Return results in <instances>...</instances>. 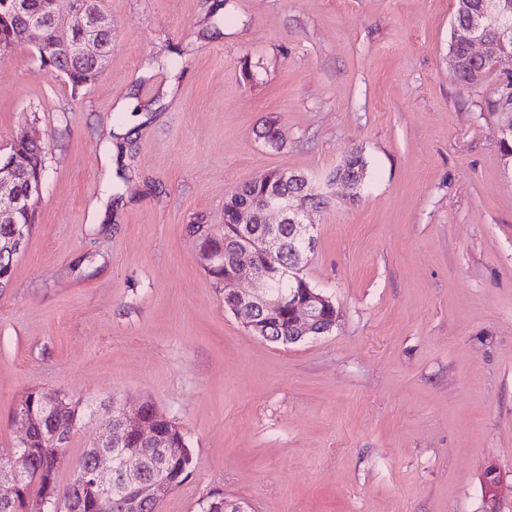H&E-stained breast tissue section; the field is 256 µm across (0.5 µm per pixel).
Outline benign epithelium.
Segmentation results:
<instances>
[{"label": "benign epithelium", "instance_id": "obj_1", "mask_svg": "<svg viewBox=\"0 0 512 512\" xmlns=\"http://www.w3.org/2000/svg\"><path fill=\"white\" fill-rule=\"evenodd\" d=\"M463 20L453 21V49L448 53V65L453 71L459 70V64L468 60L475 65V79L486 75L485 67L497 68L503 60L512 61V52L503 47L506 38L512 36V0H481L478 4H461ZM0 17H18L27 26V39L32 45H40V32L48 24L56 31L57 47L81 59L89 61L87 78L102 70L109 59L102 47L97 33L112 31L107 14L91 9L89 0H72V9L67 21H62L57 11V0H47L39 12L32 14L25 0H0ZM496 112L500 115L499 140L512 137V89L502 88L495 101ZM44 182L43 169L31 167L27 173L17 168L12 155H0V223L15 225V232L0 238V265L13 263L25 250L27 232L22 220L35 215V204L42 193ZM301 196L293 197L286 205L280 204L273 196L256 198L239 208L237 229L240 237L248 235L251 225V212L256 208L264 210L265 215L276 213L279 223L291 224L293 236L307 243L310 241V225L305 219L309 208L298 203ZM250 280L252 288L242 292L234 288L241 279ZM224 293L233 296L242 309H251L256 313L251 328L257 336H270L272 322L280 312L290 313L291 332L288 343L295 344L307 336H316L334 326L339 318V310L332 300L314 291L305 293H278L266 291L264 276L254 265L241 259L234 270L224 278ZM56 393L42 394V409L39 413L25 412L18 416L21 433L17 444L27 446L34 442L42 448L46 468L57 471L61 457L65 454L72 432L58 428L51 419V412L58 402ZM145 404L135 409L113 407V416L122 428L134 432L139 444L147 448L164 446L160 434L152 421L143 416ZM114 430L112 422L105 425V433L100 441L88 449V464L74 470L72 476V494L69 497L67 512H80L85 500L94 499L102 504L112 502V485L124 483L131 487L130 497L125 501L127 512H152L158 501L167 494L168 480L162 474L151 478L140 477L143 469V457L132 452L116 460L112 455ZM25 472L10 462L0 464V506L14 509L23 492ZM486 499L492 504L489 512H496L499 478L496 472L489 470L484 476Z\"/></svg>", "mask_w": 512, "mask_h": 512}]
</instances>
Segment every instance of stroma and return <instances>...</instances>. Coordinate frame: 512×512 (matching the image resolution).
<instances>
[{"label":"stroma","instance_id":"1","mask_svg":"<svg viewBox=\"0 0 512 512\" xmlns=\"http://www.w3.org/2000/svg\"><path fill=\"white\" fill-rule=\"evenodd\" d=\"M455 7L103 0L112 54L92 84L27 46L0 55V154L24 128L45 144L0 290V449L27 391L79 399L64 484L101 403L147 400L194 457L159 512L217 494L247 512H485L489 467L512 512V172L488 109L512 63L461 86ZM353 149L354 203L327 181ZM273 171L329 198L302 274L340 311L290 346L225 310L188 231L220 230L227 192Z\"/></svg>","mask_w":512,"mask_h":512}]
</instances>
